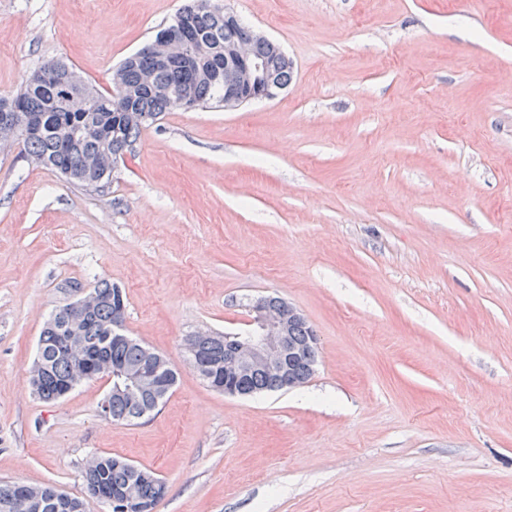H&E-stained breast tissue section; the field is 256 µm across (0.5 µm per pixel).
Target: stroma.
Listing matches in <instances>:
<instances>
[{
  "instance_id": "obj_1",
  "label": "stroma",
  "mask_w": 512,
  "mask_h": 512,
  "mask_svg": "<svg viewBox=\"0 0 512 512\" xmlns=\"http://www.w3.org/2000/svg\"><path fill=\"white\" fill-rule=\"evenodd\" d=\"M185 0H0V97L51 58L100 91ZM281 46L277 98L174 110L105 192L0 151V483L109 512L95 454L155 471L153 512H512V0H226ZM105 280L177 367L154 416L110 383L54 403L29 371L56 309ZM283 298L315 372L251 397L185 349Z\"/></svg>"
}]
</instances>
